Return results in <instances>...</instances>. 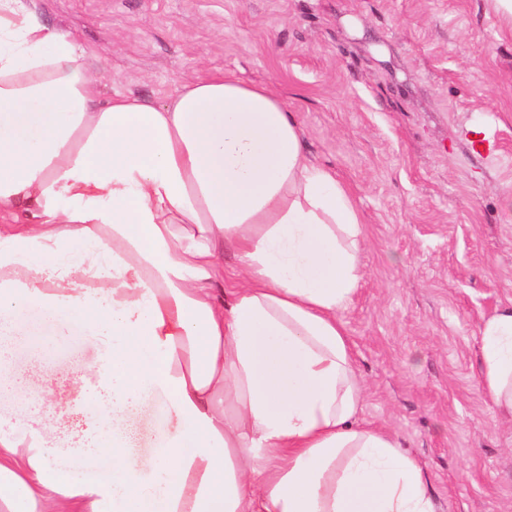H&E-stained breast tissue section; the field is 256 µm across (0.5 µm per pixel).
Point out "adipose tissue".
<instances>
[{
    "instance_id": "ef3b65f1",
    "label": "adipose tissue",
    "mask_w": 512,
    "mask_h": 512,
    "mask_svg": "<svg viewBox=\"0 0 512 512\" xmlns=\"http://www.w3.org/2000/svg\"><path fill=\"white\" fill-rule=\"evenodd\" d=\"M89 57L37 0H0V337L34 307L112 351L109 470L73 478L0 429V512H436L421 462L355 421L363 219L280 95L217 74L105 101ZM480 335L512 420V306ZM150 395L177 426L140 460L124 413Z\"/></svg>"
}]
</instances>
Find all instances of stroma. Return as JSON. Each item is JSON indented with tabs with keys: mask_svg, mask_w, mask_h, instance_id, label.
<instances>
[{
	"mask_svg": "<svg viewBox=\"0 0 512 512\" xmlns=\"http://www.w3.org/2000/svg\"><path fill=\"white\" fill-rule=\"evenodd\" d=\"M42 7L96 52L104 97L161 102L219 71L279 91L364 221V276L341 313L364 383L358 422L423 462L437 512H512V422L478 380L481 323L512 304V21L490 0ZM109 356L74 332L52 351L17 340L0 417L40 430L52 466L83 472L105 433L83 403ZM128 424L150 456L176 419L152 398Z\"/></svg>",
	"mask_w": 512,
	"mask_h": 512,
	"instance_id": "1",
	"label": "stroma"
}]
</instances>
